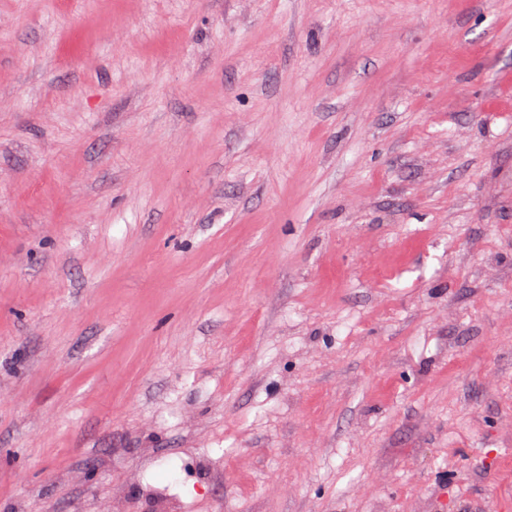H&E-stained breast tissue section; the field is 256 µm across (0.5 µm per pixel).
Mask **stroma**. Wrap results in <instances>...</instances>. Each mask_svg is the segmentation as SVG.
Listing matches in <instances>:
<instances>
[{"mask_svg": "<svg viewBox=\"0 0 512 512\" xmlns=\"http://www.w3.org/2000/svg\"><path fill=\"white\" fill-rule=\"evenodd\" d=\"M512 0H0V512H512Z\"/></svg>", "mask_w": 512, "mask_h": 512, "instance_id": "stroma-1", "label": "stroma"}]
</instances>
